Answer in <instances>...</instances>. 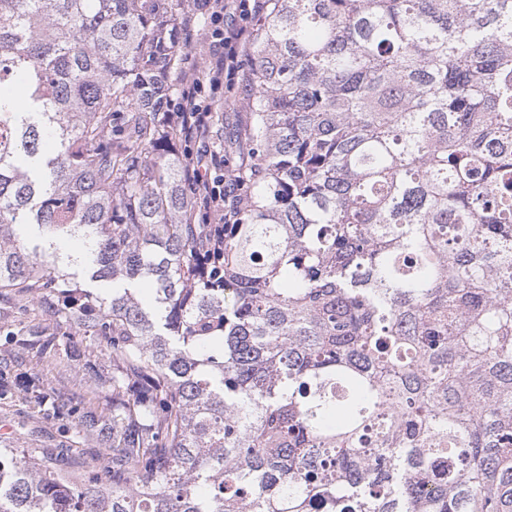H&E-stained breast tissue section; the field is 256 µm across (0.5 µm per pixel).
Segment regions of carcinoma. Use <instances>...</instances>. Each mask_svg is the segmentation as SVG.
<instances>
[{"instance_id": "carcinoma-1", "label": "carcinoma", "mask_w": 512, "mask_h": 512, "mask_svg": "<svg viewBox=\"0 0 512 512\" xmlns=\"http://www.w3.org/2000/svg\"><path fill=\"white\" fill-rule=\"evenodd\" d=\"M180 2L0 0V301L57 326L6 329L0 397L112 459L0 448V512H512V0H272L215 285ZM72 323L110 413L19 370L95 369Z\"/></svg>"}]
</instances>
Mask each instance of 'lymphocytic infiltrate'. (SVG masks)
Returning <instances> with one entry per match:
<instances>
[{"label":"lymphocytic infiltrate","instance_id":"f902f5d3","mask_svg":"<svg viewBox=\"0 0 512 512\" xmlns=\"http://www.w3.org/2000/svg\"><path fill=\"white\" fill-rule=\"evenodd\" d=\"M238 18L225 22L222 0H193L182 23V48L208 49L203 71L185 73L180 97L169 116L185 146L183 152L186 180L192 204L186 214L191 224L201 225L207 242L208 259L224 256V227L234 223L243 198L237 179L224 177V152L212 147L217 119L212 96L224 86L225 75L233 74L239 53L251 38L249 19L267 10V0H239Z\"/></svg>","mask_w":512,"mask_h":512}]
</instances>
